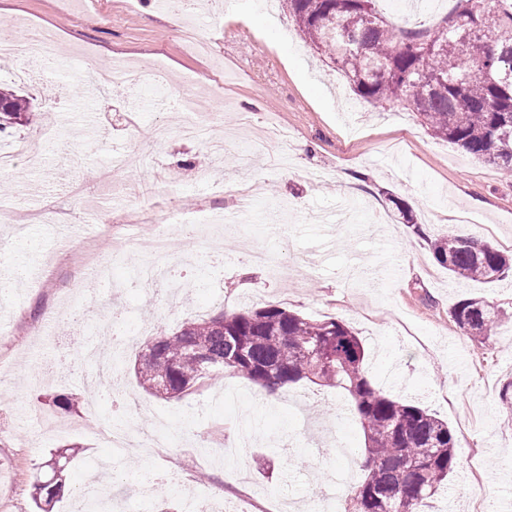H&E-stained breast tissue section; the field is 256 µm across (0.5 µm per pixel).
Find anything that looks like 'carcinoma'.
I'll return each instance as SVG.
<instances>
[{
  "label": "carcinoma",
  "instance_id": "obj_1",
  "mask_svg": "<svg viewBox=\"0 0 512 512\" xmlns=\"http://www.w3.org/2000/svg\"><path fill=\"white\" fill-rule=\"evenodd\" d=\"M377 0H284L288 22L329 61L356 96L393 104L415 115L431 136L512 172V0H456L434 27L406 29L382 16ZM30 102L0 90V133L29 122ZM400 223L419 229L413 210L392 198ZM448 276L493 283L512 276V254L474 237L443 234L430 241ZM469 336L488 344L498 310L463 298L450 311ZM213 365L273 392L302 381L336 387L351 398L364 435L357 463L363 471L344 512H426L458 469L456 437L448 423L374 387L359 337L335 318L311 319L277 305L222 311L184 323L159 337L136 374L152 394L166 384L176 397ZM35 487L41 512H52L65 490Z\"/></svg>",
  "mask_w": 512,
  "mask_h": 512
}]
</instances>
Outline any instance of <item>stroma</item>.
Here are the masks:
<instances>
[{
	"label": "stroma",
	"mask_w": 512,
	"mask_h": 512,
	"mask_svg": "<svg viewBox=\"0 0 512 512\" xmlns=\"http://www.w3.org/2000/svg\"><path fill=\"white\" fill-rule=\"evenodd\" d=\"M247 9L238 0H197L174 18L156 0H0V23L20 22L21 32L50 33L66 71L46 66L34 83L19 87L33 100L38 119L14 129L30 154L0 171L11 185L6 206L26 231L0 223V271L24 265L21 284L0 278L9 301L0 315V504L8 512H32L33 482L43 459L60 446L79 447L67 467L69 488L82 486L96 461L112 451L96 438L107 424L133 425L134 409L99 396L89 418L85 380L97 368L81 360L83 343H103L111 305L133 308L138 319L173 333L184 322L223 310L279 305L303 316L332 317L361 339L366 367L384 393L418 404L447 421L461 461L452 476L453 499L445 512L469 502L470 512H500L512 498V404L501 389L512 382V279L456 283L434 259L437 234L465 232L512 251V176L433 138L413 114L345 94L336 71L301 41H289L268 25L265 0ZM120 59L163 67L190 97L212 108L220 131L240 111L285 128L290 142L272 144L257 160L217 159L198 143L170 135L155 143L156 125L175 126L167 96L121 88L96 92L84 80L90 61ZM53 125L52 139L41 132ZM152 151L166 181L152 189L154 173L115 171L128 152ZM224 181L215 193L196 182L200 163ZM260 179L265 195L253 208L236 206V186ZM410 203L419 228L397 223L388 196ZM176 208L206 211L211 224L191 239L175 238L166 265L198 277L184 313H167L168 290L134 281L136 267L156 263L145 247L159 232L154 219ZM50 213L80 226L76 244L61 245ZM268 262L253 265L252 243ZM104 271L78 278L92 251ZM389 265L381 286L370 271ZM82 298L59 312L51 335L34 338L46 308L59 305L73 286ZM480 297L507 311L494 341L476 344L451 318L453 305ZM149 337L121 353L122 393L166 417L177 440L171 448H147L118 465L139 490L138 512H157L171 492L158 476L177 472L186 485L234 505L236 512H279L282 500H305L313 477L333 492L332 475L361 473L353 459L337 456L333 441L360 448L354 421L335 434L319 431L346 397L332 387L286 385L271 402L261 388L235 374L217 372L202 385L171 399L147 394L135 375ZM59 395L70 411L56 408ZM262 415L260 437L248 453L224 454L225 438H238L244 415ZM278 445L277 457L266 448ZM250 474L238 484L240 468Z\"/></svg>",
	"instance_id": "stroma-1"
}]
</instances>
